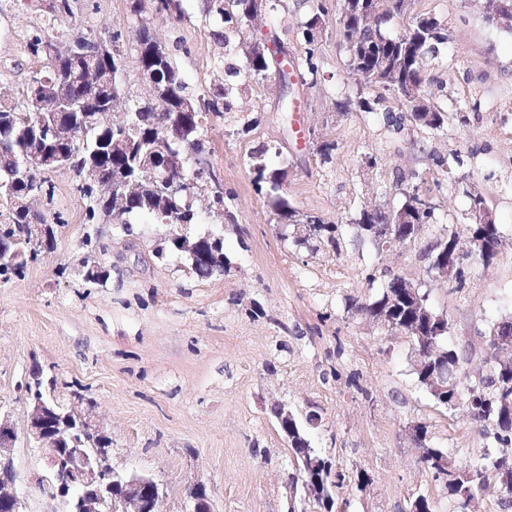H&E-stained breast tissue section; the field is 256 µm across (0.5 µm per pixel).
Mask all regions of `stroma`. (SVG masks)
<instances>
[{
  "label": "stroma",
  "instance_id": "1",
  "mask_svg": "<svg viewBox=\"0 0 512 512\" xmlns=\"http://www.w3.org/2000/svg\"><path fill=\"white\" fill-rule=\"evenodd\" d=\"M178 19H155L162 42L188 82H224V53L212 33L218 24L203 0H182ZM307 0H281L245 31L248 41L278 37L295 61L307 44L302 24ZM428 14L448 30V42L428 68L422 96L448 113L443 131L406 123L396 131L357 101L385 97L364 86L348 66L335 16L319 39L317 84L283 88L276 76L254 83L248 96L255 123L238 132L237 115L202 125L210 167L230 193V220L200 196L199 223L188 236L215 230L224 236L227 270L204 279L184 259L151 257L162 224L143 222L124 237L101 226L106 284L72 272L85 251L84 202L70 173L52 175V210L60 220L55 246L26 276L0 287V415L24 432L29 411L20 382L36 369L85 389L112 438V461L153 475L167 486L160 512H183L190 485L204 483L216 512H286L296 465L278 433L273 408L317 407L313 448L330 455L347 475L336 492V512H407L417 494L431 495L448 512L446 495L421 462L411 428L431 424L435 442L458 466L500 450L481 434L465 408L446 410L419 384L411 344L350 306L376 295L370 268L402 275L430 293L448 319L447 341L472 347L473 367L489 349L482 336L512 316V31L489 25L485 0H408L405 15L383 23L397 34L409 18ZM42 17L28 0H12L0 14V88L21 98L42 65L28 48H14L16 31L33 33ZM111 25L121 35L127 99L148 102L149 83L138 68V43L128 0H79L74 17L54 34L66 43L78 32ZM336 145L332 162L316 152ZM266 144L279 150L283 192L301 213L342 222L337 245L283 238L271 202L259 194L247 165ZM376 156V168L365 159ZM412 176L419 194L436 205V225L404 247L379 252L356 236L351 222L367 204L385 210L405 197L395 187ZM482 193L503 232L497 259L468 275L461 293L428 278L423 251L439 226L469 221V191ZM27 512H57L42 488L45 459L25 440L14 448ZM368 482L357 486L358 473Z\"/></svg>",
  "mask_w": 512,
  "mask_h": 512
}]
</instances>
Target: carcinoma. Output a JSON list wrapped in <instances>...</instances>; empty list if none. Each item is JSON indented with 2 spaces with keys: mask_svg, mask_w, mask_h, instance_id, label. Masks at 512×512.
<instances>
[{
  "mask_svg": "<svg viewBox=\"0 0 512 512\" xmlns=\"http://www.w3.org/2000/svg\"><path fill=\"white\" fill-rule=\"evenodd\" d=\"M49 6L43 9L44 24L40 30L29 37L28 48L34 55L44 54V50L56 44L52 29L55 21L63 17H75L70 9V0H48ZM206 12L212 15L222 26L218 45L224 49L228 56L237 49H242L243 64L228 67L231 80L216 87H197L191 85L183 77L172 58L164 62L156 59V49L162 46L157 32L145 30L138 41L139 68L153 72L157 86L164 91L168 99V108L162 112L154 110L145 104H135L127 109L124 125L112 127L105 120V115L111 112L110 105L113 97L121 95L119 80L124 70L122 52L118 49L119 34L106 36L102 31L92 35L91 41L98 42L106 39L112 42V56L109 58L83 55L78 60H62L53 68L44 70L31 79L24 98L20 102L0 100V138L7 136L16 141L12 154L0 153V215L5 217L0 223V238L13 237L20 239L28 224V214L20 200L24 196L32 178L24 174L23 147L27 134L14 125L18 115L24 112H33L31 99L36 85L46 80L52 84H60L74 97L85 94L83 90L84 73L89 65H96V69L103 73L94 99L89 102L84 111L93 115H102L100 118L99 139L96 141H82L76 135L60 146L72 158L69 171L75 177H80L85 161L91 157L99 160L106 177L114 182V190L121 188L123 180L128 178L145 179L143 193L130 202L128 209L123 212L121 223L116 225L118 233L125 237L135 235L134 224L140 219H146L155 224H172L176 219H182L188 224L199 223L196 210V200L201 193H207L212 199V207L222 217H231L226 202L228 195L224 193V186L216 183L209 175L210 168L189 167L192 159L202 154L205 144L200 139L201 120L211 114L222 117L226 113L246 112L245 93L250 83L265 78L270 74L272 59L269 54L258 55L251 43L241 42L242 27L249 15L251 0H235L231 11H226V0H204ZM349 0H316L307 20L304 22V33L322 22L330 13L336 14V23L346 29L357 25L355 17L347 12ZM373 7L380 14V18L387 19L405 11L402 0H370ZM361 45L368 50L359 53H349V67L355 72L364 84L385 86L380 80L382 70L395 67L404 79L421 82L432 61L437 57L439 46L448 41L447 29L438 19L428 15H418L407 23L404 30L395 36L384 35L380 28L361 32ZM318 48L310 46L304 63L301 64V76L308 77L316 82L319 76L317 64ZM184 121L195 128V132L184 141L173 140L171 129L174 124ZM126 131L131 139V150L120 155H113L108 150L111 141L118 137V133ZM166 150L170 154L178 155L183 159L182 168L172 170L169 179L186 185V189L177 194L166 195L158 189L157 173L139 169V158L147 151ZM249 171L253 175L252 182L257 191L265 192L272 198L276 223L285 229L295 227L297 224H315L317 233L305 235L296 234V242L305 243L314 238H326L331 242L341 233L340 225L329 224L323 218L310 214H301L290 205L288 199L280 194L284 179V172L274 167L271 147L262 145L252 150L248 155ZM76 190L85 200V219L93 222L106 213V207L97 202L96 188L87 183H77ZM403 206L413 212L416 223L423 226L436 223L435 207L431 202H423L420 197L411 192H405ZM388 212L377 210L373 212L360 211L352 222L357 236L370 240L377 248H383L372 233V227L387 222ZM471 239L477 242L472 253L465 255L457 253L451 246V240L458 235L456 228L446 226L434 248L425 252L428 267H435L443 261L457 264L462 268L468 265L490 264L497 256V247L502 245V231L498 224L466 225ZM153 257L164 259L173 255H184L190 263L191 270L201 278H211L222 275L226 269L224 257V240L216 232H206L194 238L184 235L180 238L167 236L152 251ZM395 279L387 278L381 291L369 302L354 306L355 312L364 315L375 313L380 309H391V317L395 326H402L417 320L412 304L400 296L393 297L388 302L390 294L395 292ZM431 314L432 322L419 323L423 335L420 340H412V347L421 346L432 351L438 357V365L448 367V372L455 376L448 378V389L444 392H430L437 404L451 408L456 400L469 405L471 418L481 424L486 434L502 448L512 447V367H503L499 364H483L479 376L460 377L468 368L470 359L467 351L457 350L444 343V335L434 334L437 321L445 316L437 313L431 302H426ZM420 429L418 444L428 448L432 456L422 460L431 474L435 485L446 490L448 500L451 501L458 512H465L469 499L480 491L485 485V474L489 468H498V464L484 463L468 464L460 474L445 471L435 462V455L442 453V449L430 445L431 432L429 425L424 422L417 423ZM279 432L287 443L288 448L296 456L297 461L309 454L318 456L330 464V471L316 474L319 479L334 475L333 485L340 488L344 485L345 474L335 469L332 458L311 447L308 439L309 426L304 420L293 415L288 424L278 425Z\"/></svg>",
  "mask_w": 512,
  "mask_h": 512,
  "instance_id": "cac0c4a2",
  "label": "carcinoma"
}]
</instances>
